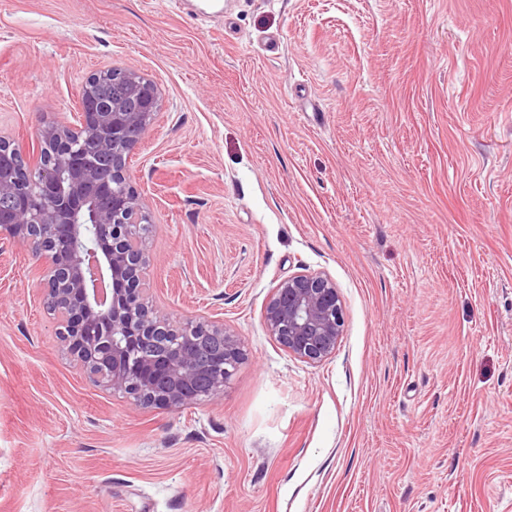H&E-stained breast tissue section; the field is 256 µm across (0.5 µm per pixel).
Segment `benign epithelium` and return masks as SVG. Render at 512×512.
Masks as SVG:
<instances>
[{"instance_id":"1","label":"benign epithelium","mask_w":512,"mask_h":512,"mask_svg":"<svg viewBox=\"0 0 512 512\" xmlns=\"http://www.w3.org/2000/svg\"><path fill=\"white\" fill-rule=\"evenodd\" d=\"M108 72L110 96L95 93L97 74L81 84L77 123L37 124L36 137L56 147L39 170L0 136V233L42 263L43 299L56 306L58 338L81 368L137 407L178 410L220 397L243 349L218 321L170 320L144 287L149 255L135 227L147 216L131 159L160 94L135 70ZM263 320L289 354L320 363L344 325L336 284L322 273L290 276L272 289Z\"/></svg>"}]
</instances>
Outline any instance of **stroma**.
Listing matches in <instances>:
<instances>
[{"label": "stroma", "instance_id": "obj_1", "mask_svg": "<svg viewBox=\"0 0 512 512\" xmlns=\"http://www.w3.org/2000/svg\"><path fill=\"white\" fill-rule=\"evenodd\" d=\"M113 66L160 91L145 283L245 356L134 407L0 238V512H512V0H0V134L36 161ZM302 272L343 304L318 364L262 318Z\"/></svg>", "mask_w": 512, "mask_h": 512}]
</instances>
